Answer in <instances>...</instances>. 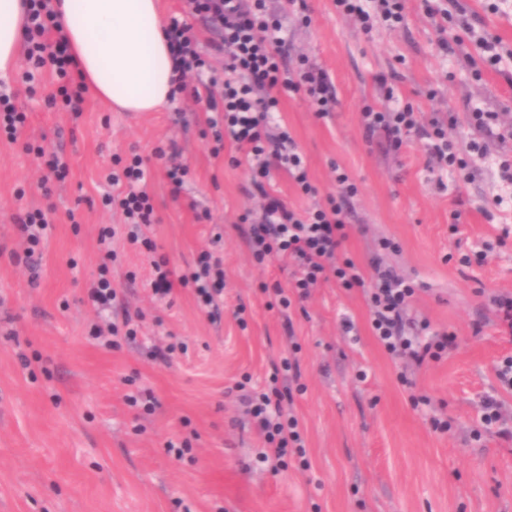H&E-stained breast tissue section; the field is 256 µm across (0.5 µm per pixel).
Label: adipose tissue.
<instances>
[{"mask_svg":"<svg viewBox=\"0 0 512 512\" xmlns=\"http://www.w3.org/2000/svg\"><path fill=\"white\" fill-rule=\"evenodd\" d=\"M74 67L91 94L123 112H152L173 85L158 0H54ZM23 0H0V77L17 63Z\"/></svg>","mask_w":512,"mask_h":512,"instance_id":"obj_1","label":"adipose tissue"}]
</instances>
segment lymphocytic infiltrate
<instances>
[{
	"mask_svg": "<svg viewBox=\"0 0 512 512\" xmlns=\"http://www.w3.org/2000/svg\"><path fill=\"white\" fill-rule=\"evenodd\" d=\"M191 15L201 17L211 31L214 52L224 57V75L210 74V63L200 52V38L191 24L172 20L166 30L176 61L175 93L192 92L205 102L208 116L204 135L218 148H231V165H246L250 171L252 195L261 201L258 216L242 215L243 236L252 259L265 264L273 258L292 266L288 283H273L268 292L281 310L293 300L308 299L316 288L335 282L351 291L362 290L369 308V328L377 344L404 366H422L439 359L448 346L447 333L435 334L429 342L420 336L430 326L428 319L410 314L417 291L415 284L387 266L381 253L396 250L391 239L378 241V256L361 265L345 255L349 237L346 204L358 193L345 171L336 174V191L325 204L298 212L274 190L272 169L284 170L303 194L315 195L309 166L294 149V141L283 120L277 119L283 95L307 92L318 116H327L336 99L328 74L313 67L295 73L288 67L286 39L278 16L268 14L266 0H186ZM56 11L53 0H28L24 6V56L26 79L44 68H52L58 86L47 98L48 106L63 104L67 111L81 115L85 89L75 77L64 37H51ZM362 123L367 135H380L393 143L415 133L426 141L428 152L448 169L463 161L448 139V119L436 115L420 122L410 107L366 112ZM114 193L105 195V204L120 210L128 228L127 240L151 257L152 290L168 294L174 283L191 286L196 304L215 315L224 302L225 273L222 261L209 250L198 253L186 273L175 275L165 256L159 255L155 241L145 229L156 221L149 173L139 155H132L121 171L106 176ZM300 363L295 353L281 357L274 367L271 385L263 392L245 391L239 401L254 421L263 446L258 459L271 472L286 466L289 453L305 456V438L298 416L285 407V398L303 392Z\"/></svg>",
	"mask_w": 512,
	"mask_h": 512,
	"instance_id": "obj_1",
	"label": "lymphocytic infiltrate"
}]
</instances>
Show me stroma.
<instances>
[{
  "mask_svg": "<svg viewBox=\"0 0 512 512\" xmlns=\"http://www.w3.org/2000/svg\"><path fill=\"white\" fill-rule=\"evenodd\" d=\"M488 34L512 49V0H463ZM308 17H288V65H314L331 76L336 107L320 119L306 95L285 98L281 116L311 166L320 195L335 192V170L358 186L346 249L371 258L378 238L398 243L386 262L418 286L413 308L432 330L455 336L440 361L415 370L414 387L374 341L361 292L335 284L319 288L291 318L304 394L293 410L308 454H289L273 474L257 465L261 441L240 405L237 382L263 388L273 362L288 351L278 311L267 309L259 286L287 281L275 260L253 263L236 229L254 205L245 166L213 155L203 138V106L183 97L157 112H115L87 98L80 118L45 99L57 79L43 71L26 80L23 69L1 81L28 121L17 142L0 138V512H512V389L495 367L512 356V333L492 299L512 293V191L501 179L500 157L512 158V140L488 137L485 155L469 153V114L499 113L512 125V81L491 69L475 73L474 35L455 23L439 26L423 0H406L404 21L388 26L373 14L368 27L341 14L336 0H307ZM397 72L393 95L376 77ZM409 105L421 118L457 117L448 134L466 170L437 182L423 140L400 147L365 138L367 110ZM172 142L190 173L173 200L157 146ZM60 152L70 170L44 198L42 156ZM138 153L153 174L156 224L150 235L177 272L198 252L214 247L224 260V305L208 317L191 288L153 295L151 267L121 233L120 212L104 206L106 180L116 159ZM208 212L196 219L190 202ZM47 212L51 234L31 276L18 245L15 217ZM462 210L454 221V210ZM117 226L108 276L130 309H141L135 340L112 346L98 328L115 322L87 297L103 264L101 227ZM487 249L484 263L461 266V255ZM245 307L247 330L233 312ZM351 317L358 340L344 336ZM175 344L167 360L154 347ZM366 380H359V371ZM152 392L156 405H129L126 395ZM427 404H416V397ZM501 404L500 429L481 431L485 397ZM449 421L439 432L431 418ZM190 441L183 457L169 442Z\"/></svg>",
  "mask_w": 512,
  "mask_h": 512,
  "instance_id": "stroma-1",
  "label": "stroma"
}]
</instances>
